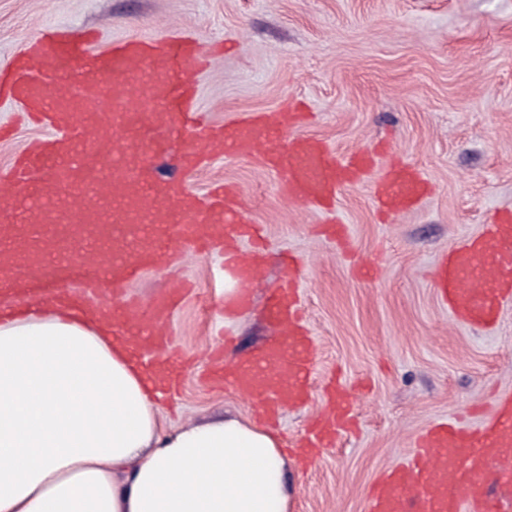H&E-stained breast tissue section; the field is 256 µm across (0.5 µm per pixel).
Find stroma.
Returning a JSON list of instances; mask_svg holds the SVG:
<instances>
[{"label": "stroma", "mask_w": 512, "mask_h": 512, "mask_svg": "<svg viewBox=\"0 0 512 512\" xmlns=\"http://www.w3.org/2000/svg\"><path fill=\"white\" fill-rule=\"evenodd\" d=\"M54 25L96 31L95 51L132 36H193L210 56L197 86L205 125L299 104L310 114L303 133L332 153L375 151L380 167L413 166L433 184L416 209L385 218L365 184L344 189L330 214L294 202L256 155H220L195 173L197 195L216 180L238 189L262 230L263 268L234 307L224 301L220 248L130 283L143 305L185 285L158 321L171 340L161 359L189 360L175 392L159 399L164 427L254 418L245 392L207 374L275 340L267 295L287 278L289 252L303 263L315 372L310 402L283 408L277 431L296 437L325 413L322 386L333 378L357 424L312 467L286 458L288 512H367L372 483L426 429L449 418L480 425L495 396L512 394V303L496 328H472L451 317L435 287L448 249L478 236L494 210H512V0H0V65ZM8 123L0 179L50 134L0 102V125ZM332 218L345 241L322 233ZM362 263L377 275L359 277Z\"/></svg>", "instance_id": "35a3bbf8"}]
</instances>
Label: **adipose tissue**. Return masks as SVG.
I'll return each mask as SVG.
<instances>
[{"label": "adipose tissue", "instance_id": "1", "mask_svg": "<svg viewBox=\"0 0 512 512\" xmlns=\"http://www.w3.org/2000/svg\"><path fill=\"white\" fill-rule=\"evenodd\" d=\"M133 343L49 304L0 321V512H287L279 436L163 430Z\"/></svg>", "mask_w": 512, "mask_h": 512}]
</instances>
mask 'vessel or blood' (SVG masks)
Here are the masks:
<instances>
[{
	"label": "vessel or blood",
	"instance_id": "obj_1",
	"mask_svg": "<svg viewBox=\"0 0 512 512\" xmlns=\"http://www.w3.org/2000/svg\"><path fill=\"white\" fill-rule=\"evenodd\" d=\"M201 50L188 36L134 38L91 52L84 36L51 30L0 68V101H9L51 136L18 156L7 188L0 190V296L36 292L51 300L84 304L88 296L125 297L124 307L100 303L119 333L136 335L145 351L165 345L155 319L161 300L140 311L125 296L142 271L172 253L142 241L143 231L175 230L180 247L200 251L210 226L223 225L233 240L255 234L227 185L199 197L183 177L210 156L260 151L264 166L286 174L290 196L324 208L345 188L369 183L378 211L417 206L431 184L416 168L391 165L375 174V155L359 149L332 154L302 134L301 107L259 115L214 130L196 107ZM152 125L183 143L180 175H147L155 146L143 135ZM292 136H284V129ZM437 285L451 314L469 325L495 324L512 300V212L493 215L483 236L451 248L440 262ZM270 314L288 348L284 379L238 372L236 382L267 412L305 405L313 372L312 338L303 324L296 281L273 289ZM495 416L471 429L448 423L429 427L411 463L385 471L374 483L367 512H502L491 484L512 489V395L496 401ZM347 396L333 386L330 411L300 440L303 461L319 455L352 420Z\"/></svg>",
	"mask_w": 512,
	"mask_h": 512
}]
</instances>
